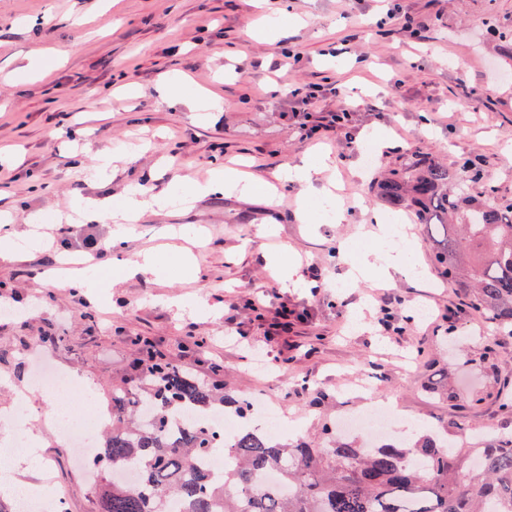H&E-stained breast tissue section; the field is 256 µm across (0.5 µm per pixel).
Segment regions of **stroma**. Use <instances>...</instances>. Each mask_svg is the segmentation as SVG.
<instances>
[{
    "instance_id": "obj_1",
    "label": "stroma",
    "mask_w": 512,
    "mask_h": 512,
    "mask_svg": "<svg viewBox=\"0 0 512 512\" xmlns=\"http://www.w3.org/2000/svg\"><path fill=\"white\" fill-rule=\"evenodd\" d=\"M100 2L0 0V214L19 235L15 257L0 262V304L10 308L0 314V413L28 388L37 356L111 410L113 389L139 372L138 337L200 379L218 366L234 394L286 405L303 435L388 398L407 425L429 420L453 435L462 423L475 437L493 430L511 438L502 403L512 395V338L492 340L465 290L442 284L426 225L410 230L419 280L350 285L347 266L330 253L341 238L357 252L369 247L370 218L387 209L378 183L417 152L452 169L475 159L469 192L512 198V55L487 32L492 21L512 29V0H400L412 32L396 22L375 28L381 0H270L283 17L272 38L257 35L252 0H114L105 12ZM332 46L340 49L333 57ZM286 48L298 60L285 58ZM163 76L185 96L217 94L223 108L168 107ZM311 83L335 86L317 107L349 110V135L299 136L304 115L292 92ZM368 128L392 144L369 165ZM322 148L336 159L350 223H300V190L281 182L273 202L227 192L189 209L174 202L146 211L116 250L108 214L69 223L50 248L28 236L31 215L67 223L80 198L118 203L132 184L168 195L207 180L220 163L270 181ZM99 154L114 157V170L91 165ZM175 228L193 247V273L167 250ZM91 242L96 251H87ZM147 248L163 254L158 276L130 275L129 262ZM275 252L320 264L325 288L312 293L303 273L282 285L268 266ZM63 254L90 255L85 288L47 278L50 259ZM386 292L398 299V335L378 333L375 300ZM256 299L258 314L247 307ZM285 310L294 324L287 334L276 328ZM440 311L452 316L444 329L432 319ZM359 373L372 379L371 393L349 390ZM29 402L24 427L38 438L39 456L20 465V482L51 473L69 512H98L101 480L72 468L51 421L63 407L80 416L82 399L31 390Z\"/></svg>"
}]
</instances>
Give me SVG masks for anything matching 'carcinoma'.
<instances>
[{
    "mask_svg": "<svg viewBox=\"0 0 512 512\" xmlns=\"http://www.w3.org/2000/svg\"><path fill=\"white\" fill-rule=\"evenodd\" d=\"M471 162L459 171L418 153L391 170L377 190L394 211L421 224L456 228L434 253L448 284L465 288L470 305L512 336V199L464 189ZM148 358L140 373L112 392V430L101 442L100 471L111 479L100 512H512V439L460 448L431 425L417 438L370 445L357 436L273 440L252 423L251 405L224 394L138 338ZM232 409L241 426L230 440L204 427L175 431L173 419ZM229 459L215 478L200 466L208 452ZM268 473L278 483L258 480Z\"/></svg>",
    "mask_w": 512,
    "mask_h": 512,
    "instance_id": "cac0c4a2",
    "label": "carcinoma"
}]
</instances>
